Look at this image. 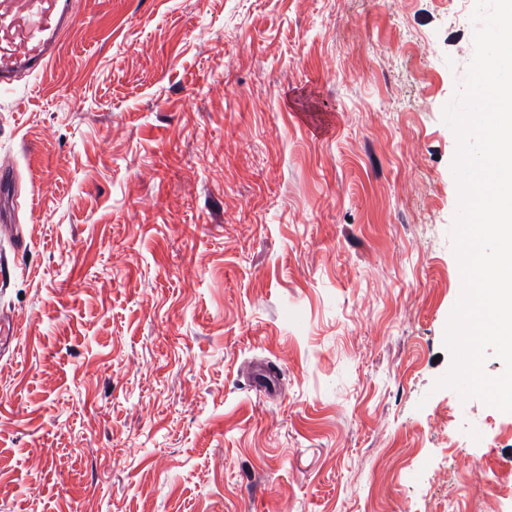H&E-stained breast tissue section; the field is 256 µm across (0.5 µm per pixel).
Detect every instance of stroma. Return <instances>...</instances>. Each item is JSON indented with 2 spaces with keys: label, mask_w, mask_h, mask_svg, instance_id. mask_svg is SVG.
Here are the masks:
<instances>
[{
  "label": "stroma",
  "mask_w": 512,
  "mask_h": 512,
  "mask_svg": "<svg viewBox=\"0 0 512 512\" xmlns=\"http://www.w3.org/2000/svg\"><path fill=\"white\" fill-rule=\"evenodd\" d=\"M472 13L76 0L0 90V512H512V413L437 385Z\"/></svg>",
  "instance_id": "stroma-1"
}]
</instances>
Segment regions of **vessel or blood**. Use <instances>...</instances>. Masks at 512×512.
<instances>
[{
	"label": "vessel or blood",
	"instance_id": "b4317fda",
	"mask_svg": "<svg viewBox=\"0 0 512 512\" xmlns=\"http://www.w3.org/2000/svg\"><path fill=\"white\" fill-rule=\"evenodd\" d=\"M73 23V0H0V88L43 71Z\"/></svg>",
	"mask_w": 512,
	"mask_h": 512
}]
</instances>
